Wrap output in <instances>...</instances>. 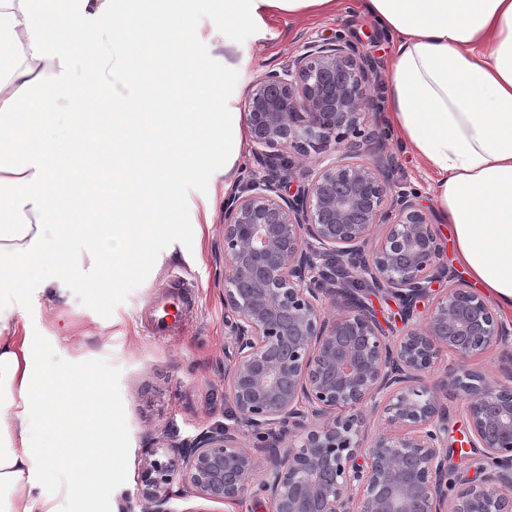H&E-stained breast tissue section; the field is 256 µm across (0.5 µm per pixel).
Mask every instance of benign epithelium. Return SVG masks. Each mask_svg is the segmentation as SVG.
<instances>
[{
    "label": "benign epithelium",
    "mask_w": 512,
    "mask_h": 512,
    "mask_svg": "<svg viewBox=\"0 0 512 512\" xmlns=\"http://www.w3.org/2000/svg\"><path fill=\"white\" fill-rule=\"evenodd\" d=\"M378 82L360 43L338 34L252 83L257 167L224 199V398L237 425L146 444L143 512H172L175 496L211 512L249 494L272 512H512V385L470 369L428 380L448 353L511 347L512 324L444 262L420 192L393 181L391 156L341 151L377 138ZM330 145L284 193L291 153ZM379 291L397 306L395 339L369 303ZM450 387L468 417L459 442L478 453L471 472L452 463Z\"/></svg>",
    "instance_id": "7a95c632"
}]
</instances>
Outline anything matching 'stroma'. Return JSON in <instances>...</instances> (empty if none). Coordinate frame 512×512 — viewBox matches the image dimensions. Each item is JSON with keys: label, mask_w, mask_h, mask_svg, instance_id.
I'll list each match as a JSON object with an SVG mask.
<instances>
[{"label": "stroma", "mask_w": 512, "mask_h": 512, "mask_svg": "<svg viewBox=\"0 0 512 512\" xmlns=\"http://www.w3.org/2000/svg\"><path fill=\"white\" fill-rule=\"evenodd\" d=\"M190 24L197 32L190 52L199 62V73L223 70L229 59L246 88L256 76L287 64L304 42L332 37L339 30L363 43L380 73H387L396 50L389 34L360 12L357 0H343L336 15L271 19L274 37L264 42L236 30L238 46L229 57L224 54V0H201ZM369 119L373 129L387 134L384 150L393 157L396 178L419 189L424 205L432 206L431 174L390 132L385 111ZM201 162L203 174L182 185L179 205L170 215L180 228L178 240H155L150 258L120 286L96 288L77 276L63 298L20 295L11 300L38 338L45 378L64 371L86 376L92 385L103 387L119 419L114 457L106 465L109 476L88 484L101 512L136 497L139 452L148 438L166 430L190 438L231 421L224 401V350L230 343L224 324V157L210 152ZM207 206L211 224L199 243L195 223ZM175 272L188 284L181 331L152 335L145 314Z\"/></svg>", "instance_id": "1"}]
</instances>
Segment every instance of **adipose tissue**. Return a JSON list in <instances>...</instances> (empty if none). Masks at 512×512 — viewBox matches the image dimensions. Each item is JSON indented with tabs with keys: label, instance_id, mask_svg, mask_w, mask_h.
Listing matches in <instances>:
<instances>
[{
	"label": "adipose tissue",
	"instance_id": "ef3b65f1",
	"mask_svg": "<svg viewBox=\"0 0 512 512\" xmlns=\"http://www.w3.org/2000/svg\"><path fill=\"white\" fill-rule=\"evenodd\" d=\"M193 0H166L155 30L166 51L186 55ZM153 0H0V301L27 291L62 296L69 279L97 287L121 282L135 256L175 233L167 221L178 182L193 179L202 151L224 156L233 190L245 151L236 65L197 83L174 72L169 83L193 114L146 118L114 112L100 125L98 101L74 83L71 63L94 56L111 83ZM394 35L387 119L399 141L433 173V202L452 231L454 259L504 313L512 314V0H358ZM342 0H224V23L265 38L275 16L340 12ZM111 36L101 46L97 31ZM67 173L54 151L73 140ZM110 173L87 187L81 172L102 150ZM120 240L123 254L102 250ZM116 442L100 390H59L43 379L24 315L0 304V512H58L45 485L68 470L83 512L102 478L100 461Z\"/></svg>",
	"mask_w": 512,
	"mask_h": 512
}]
</instances>
